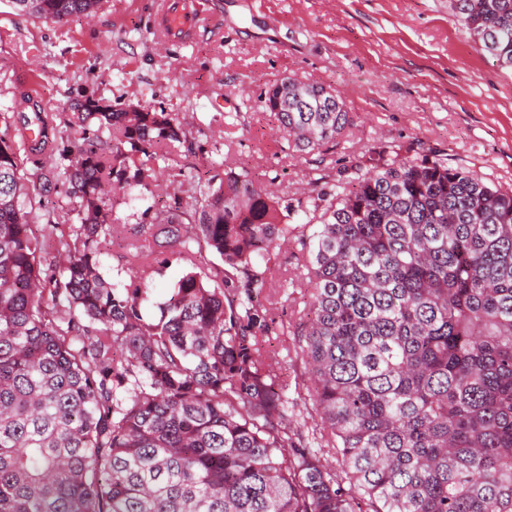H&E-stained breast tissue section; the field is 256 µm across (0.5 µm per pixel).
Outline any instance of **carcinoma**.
I'll return each instance as SVG.
<instances>
[{
	"label": "carcinoma",
	"instance_id": "obj_1",
	"mask_svg": "<svg viewBox=\"0 0 512 512\" xmlns=\"http://www.w3.org/2000/svg\"><path fill=\"white\" fill-rule=\"evenodd\" d=\"M8 2L62 21L100 0ZM450 7L512 70V0ZM265 104L296 152L350 124L338 94L291 77ZM32 110V140L0 135V512H512L511 190L382 146L308 208L226 167L156 230L134 228L129 282L115 285L98 270L108 190L158 181L153 162L181 126L87 97L65 123L72 151L54 115ZM22 151L57 152L61 168L26 182ZM59 180L80 224L50 273L30 215ZM300 215L315 227L301 241L313 301L297 331L310 434L265 355L288 327L257 301ZM200 241L223 263L210 285L193 268ZM176 244L186 267L150 307L155 265Z\"/></svg>",
	"mask_w": 512,
	"mask_h": 512
}]
</instances>
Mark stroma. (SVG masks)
Listing matches in <instances>:
<instances>
[{
    "mask_svg": "<svg viewBox=\"0 0 512 512\" xmlns=\"http://www.w3.org/2000/svg\"><path fill=\"white\" fill-rule=\"evenodd\" d=\"M160 2L101 0L92 16L53 22L0 0V133L26 93L61 122L72 102L94 97L171 113L185 134L155 162L172 175L169 188L112 196L117 226L99 256L108 282L128 279L126 245L136 225L156 223L175 198L198 191L178 178L182 168L200 181L242 168L278 196L303 200L313 183L346 180L387 145L446 155L512 189V71L482 51L449 0H265L258 12L253 0H212L223 28L183 46L156 35ZM284 77L339 92L350 128L320 150L289 151L264 103L268 86ZM77 210L62 184L34 207V224L58 227L46 238L48 261H57L59 237L76 224ZM300 258L297 241L276 248L261 294L291 327L306 320L312 302ZM265 348L299 423H312L299 348L281 336Z\"/></svg>",
    "mask_w": 512,
    "mask_h": 512,
    "instance_id": "1",
    "label": "stroma"
}]
</instances>
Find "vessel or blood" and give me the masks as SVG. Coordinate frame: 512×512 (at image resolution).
<instances>
[{"label": "vessel or blood", "mask_w": 512, "mask_h": 512, "mask_svg": "<svg viewBox=\"0 0 512 512\" xmlns=\"http://www.w3.org/2000/svg\"><path fill=\"white\" fill-rule=\"evenodd\" d=\"M219 19L210 9V0H163L154 18L157 29L169 41L186 43L201 29L218 25Z\"/></svg>", "instance_id": "vessel-or-blood-1"}]
</instances>
